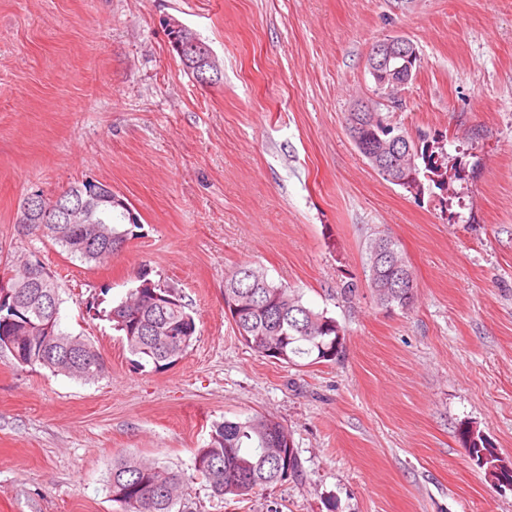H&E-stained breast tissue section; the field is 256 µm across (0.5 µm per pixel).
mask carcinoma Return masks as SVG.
<instances>
[{"label": "carcinoma", "mask_w": 512, "mask_h": 512, "mask_svg": "<svg viewBox=\"0 0 512 512\" xmlns=\"http://www.w3.org/2000/svg\"><path fill=\"white\" fill-rule=\"evenodd\" d=\"M112 237L131 239L142 229L139 214L113 208L98 214ZM391 237L378 235L367 247L370 285L379 286L388 278L374 276L373 251ZM71 258L83 263L97 262L75 238L51 239ZM60 286L51 281L49 291L59 294ZM46 289L26 288L24 299L31 309L50 317L46 307ZM170 300L160 305L152 293H145L133 306L120 302L111 309L117 313L113 328L120 333L137 364L163 369L178 358L177 345L160 330L178 324L192 315L173 288L156 289ZM224 296L245 306L237 325L243 343L257 354H266L285 364L330 362L342 353L343 342L338 339L342 328L324 311H316L302 302L301 294L282 283L268 278L267 273L250 264L241 265L224 279ZM415 289L397 288L386 299L377 298L381 306L410 309ZM15 349L22 354L27 366L49 370L54 375H66L83 381H93L103 374L105 363L99 351L85 339L65 332L59 318H54L52 335L27 336L21 323L13 326ZM460 438L468 456L487 454L491 461L500 460L490 439L465 426ZM290 434L280 423L262 415H250L236 421H224L213 427L209 441L198 449L194 458L195 471L206 481L216 497L248 496L290 477L303 474L302 463L295 449L288 446ZM184 485L180 474L159 462L121 458L112 463L109 486L114 501L124 512H174Z\"/></svg>", "instance_id": "obj_1"}]
</instances>
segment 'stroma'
<instances>
[{
	"label": "stroma",
	"instance_id": "1",
	"mask_svg": "<svg viewBox=\"0 0 512 512\" xmlns=\"http://www.w3.org/2000/svg\"><path fill=\"white\" fill-rule=\"evenodd\" d=\"M170 16L212 49L219 83L184 72ZM397 35L421 64L383 114L443 140L462 175L449 199L385 181L347 129L374 93L372 47ZM86 179L143 224L100 264L17 224L29 193ZM379 232L414 275L409 311L368 286ZM32 253L61 286L62 328L106 372L0 354V512H123L107 487L122 456L184 472L180 512H512L459 440L471 427L512 461V0H0V271ZM242 263L335 318L341 356L297 367L246 347L224 312ZM143 267L197 324L160 371L87 309L117 304ZM255 412L288 429L303 474L213 496L194 454ZM383 237H385L386 239H384ZM384 240L391 242L392 243V249H394L399 254L398 246L391 239L390 236L379 234L375 238L371 239V241L369 242L368 247H367V254H368L367 265H368V270H369V275H368L369 278H368V280H369L371 288L373 287V285L378 288L380 283L383 282V281L385 282V280L388 278V275H386V274H382V275H379V276L375 277L374 276V270H373L374 267H373V262H372L373 251H374L375 247H377V246L379 247L381 245L384 246L383 245L384 242H385ZM377 288H374V290H373L375 292V294H376V289ZM379 288H389V284L385 282V285L382 286V287H379Z\"/></svg>",
	"mask_w": 512,
	"mask_h": 512
}]
</instances>
